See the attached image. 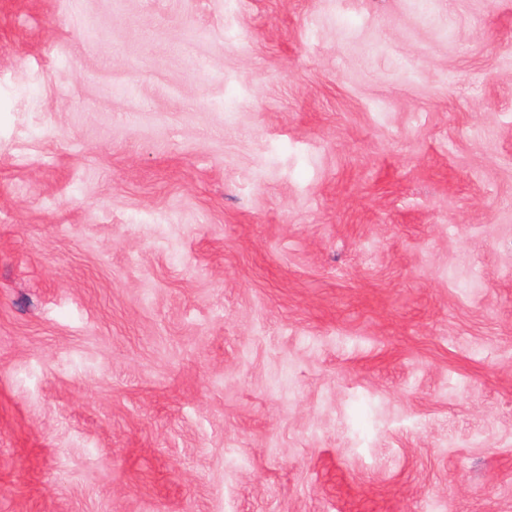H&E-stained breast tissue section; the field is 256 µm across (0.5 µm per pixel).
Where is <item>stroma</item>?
Wrapping results in <instances>:
<instances>
[{
	"instance_id": "obj_1",
	"label": "stroma",
	"mask_w": 512,
	"mask_h": 512,
	"mask_svg": "<svg viewBox=\"0 0 512 512\" xmlns=\"http://www.w3.org/2000/svg\"><path fill=\"white\" fill-rule=\"evenodd\" d=\"M0 512H512V0H0Z\"/></svg>"
}]
</instances>
